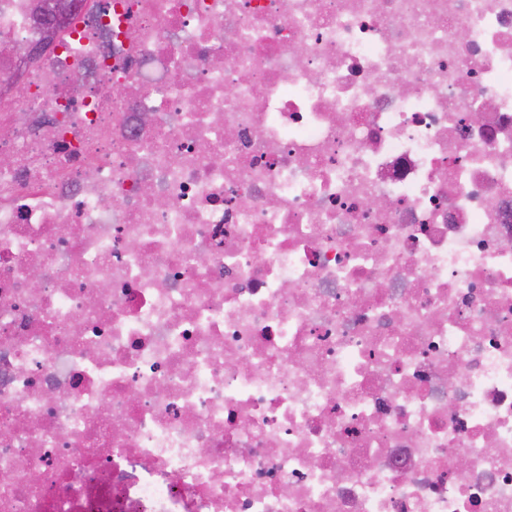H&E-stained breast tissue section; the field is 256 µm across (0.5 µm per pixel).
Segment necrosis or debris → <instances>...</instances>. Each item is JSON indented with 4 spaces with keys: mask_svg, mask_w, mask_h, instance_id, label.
I'll use <instances>...</instances> for the list:
<instances>
[{
    "mask_svg": "<svg viewBox=\"0 0 512 512\" xmlns=\"http://www.w3.org/2000/svg\"><path fill=\"white\" fill-rule=\"evenodd\" d=\"M36 14L0 512H512V0Z\"/></svg>",
    "mask_w": 512,
    "mask_h": 512,
    "instance_id": "necrosis-or-debris-1",
    "label": "necrosis or debris"
}]
</instances>
